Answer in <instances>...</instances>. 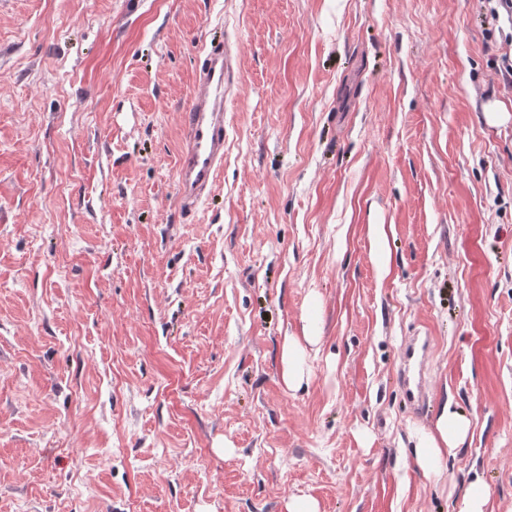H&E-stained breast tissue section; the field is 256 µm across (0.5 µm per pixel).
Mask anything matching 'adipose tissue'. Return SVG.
I'll return each mask as SVG.
<instances>
[{"label": "adipose tissue", "instance_id": "ef3b65f1", "mask_svg": "<svg viewBox=\"0 0 512 512\" xmlns=\"http://www.w3.org/2000/svg\"><path fill=\"white\" fill-rule=\"evenodd\" d=\"M471 427L470 420L444 403L433 429L419 438L415 455L419 465L427 472L438 473L449 454L466 441Z\"/></svg>", "mask_w": 512, "mask_h": 512}]
</instances>
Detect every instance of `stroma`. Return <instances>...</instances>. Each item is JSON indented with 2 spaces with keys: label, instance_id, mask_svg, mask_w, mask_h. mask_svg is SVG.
<instances>
[{
  "label": "stroma",
  "instance_id": "1",
  "mask_svg": "<svg viewBox=\"0 0 512 512\" xmlns=\"http://www.w3.org/2000/svg\"><path fill=\"white\" fill-rule=\"evenodd\" d=\"M0 0V512H512V18ZM224 169L177 203L203 45ZM307 377L284 379L308 307ZM427 336L426 410L398 380ZM471 420L440 477L416 433ZM488 497L484 485L480 481H473L468 491L457 503L456 512H487Z\"/></svg>",
  "mask_w": 512,
  "mask_h": 512
}]
</instances>
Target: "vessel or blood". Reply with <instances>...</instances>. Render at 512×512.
I'll use <instances>...</instances> for the list:
<instances>
[{
  "label": "vessel or blood",
  "instance_id": "b4317fda",
  "mask_svg": "<svg viewBox=\"0 0 512 512\" xmlns=\"http://www.w3.org/2000/svg\"><path fill=\"white\" fill-rule=\"evenodd\" d=\"M230 66L228 45L223 39H211L204 47L191 103L183 114L185 136L175 170L180 209L188 218L212 198L224 167V83ZM429 350L428 339L412 336L401 352L400 382L417 410L425 403L422 369Z\"/></svg>",
  "mask_w": 512,
  "mask_h": 512
}]
</instances>
